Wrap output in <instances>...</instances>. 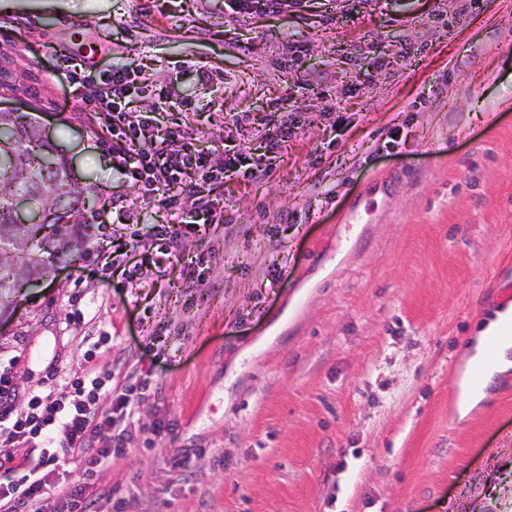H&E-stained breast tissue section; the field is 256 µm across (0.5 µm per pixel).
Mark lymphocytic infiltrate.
Returning <instances> with one entry per match:
<instances>
[{
  "label": "lymphocytic infiltrate",
  "mask_w": 512,
  "mask_h": 512,
  "mask_svg": "<svg viewBox=\"0 0 512 512\" xmlns=\"http://www.w3.org/2000/svg\"><path fill=\"white\" fill-rule=\"evenodd\" d=\"M137 77L127 66H113L110 79L86 101L82 116L91 135L109 146L115 168L141 186L150 201L165 208V223L152 227L159 243L155 264L161 267L179 257L187 232L223 223V215L202 197L222 185L225 174L271 175L279 150L296 132L298 118L291 114L271 119V130L263 135L264 154L251 158L230 150L218 168L192 140L188 104L161 98L148 111L132 109L130 96ZM103 386L98 371L89 367L72 379L69 393L34 391L20 403L11 367L0 368V432L40 450L36 464L29 468L0 460V512H44L45 504L54 499L65 501L69 512H101L102 502L108 500L115 512H132L134 495L113 498L111 492L93 489L90 480L111 459L114 446L121 444L120 422L134 415V395L143 385H126L113 418L99 407ZM73 452L81 455L84 478L80 481L59 473L61 459Z\"/></svg>",
  "instance_id": "obj_1"
}]
</instances>
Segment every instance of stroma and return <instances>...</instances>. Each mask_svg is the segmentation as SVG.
<instances>
[{"mask_svg": "<svg viewBox=\"0 0 512 512\" xmlns=\"http://www.w3.org/2000/svg\"><path fill=\"white\" fill-rule=\"evenodd\" d=\"M84 40L191 102L214 163L258 156L266 115L300 125L268 179L210 193L223 224L172 265L136 249L128 281L90 255L0 291L18 400L90 362L103 412L131 372L147 383L96 487L138 512H512V370L456 409L477 323L512 303V0H0V113L94 186L95 239L119 248L164 211L47 77L41 44Z\"/></svg>", "mask_w": 512, "mask_h": 512, "instance_id": "obj_1", "label": "stroma"}]
</instances>
